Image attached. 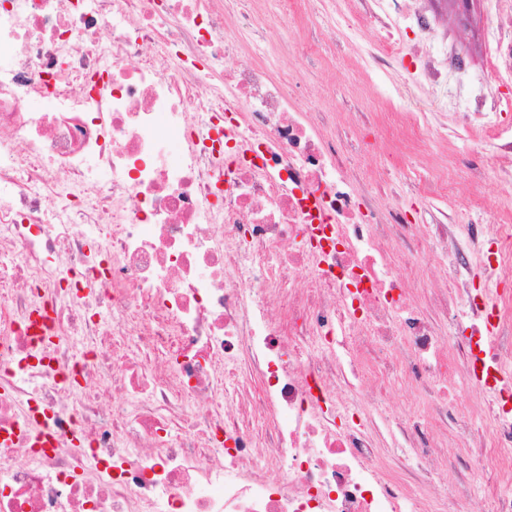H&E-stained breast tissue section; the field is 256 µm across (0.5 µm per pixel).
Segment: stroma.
I'll return each mask as SVG.
<instances>
[{"label": "stroma", "instance_id": "stroma-1", "mask_svg": "<svg viewBox=\"0 0 512 512\" xmlns=\"http://www.w3.org/2000/svg\"><path fill=\"white\" fill-rule=\"evenodd\" d=\"M499 8V0H477L468 23H460L450 9L429 10L432 37L424 43L420 55L390 65L374 58L375 45L382 31L359 27L349 34H337L322 42L320 58L304 55L301 46L310 34L299 26L287 28L284 38L288 48L272 57V71L280 76L293 71L302 79L306 100L324 111L335 113L336 122L350 134L345 147L352 155L359 182L373 181L385 172L387 190L400 201L408 220L416 225L478 224L483 216L466 197L420 196L415 188L419 178H445L493 199L512 183V166L503 164L496 144H486L482 152L473 147L475 125L462 124L454 104H466L480 94V77L487 65L490 39L488 23ZM453 44L465 61L464 68L449 69L443 82L428 88L420 78L427 56ZM416 112L431 129L429 137L411 145L377 126L374 115L388 109ZM397 156L388 165V156ZM481 170L482 181L473 184L474 170ZM360 383L369 389L385 388L384 400L373 410L383 451L390 463L413 462L414 455L405 447L393 422L402 410L424 414L425 402L408 390L402 374L382 379L374 363L364 364ZM444 431L434 434L437 444L445 445L447 460L438 467L426 489L430 499L449 502L451 512H486L492 492H510L512 486L470 477L469 450L462 445L446 444Z\"/></svg>", "mask_w": 512, "mask_h": 512}]
</instances>
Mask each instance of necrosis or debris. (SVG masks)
Returning a JSON list of instances; mask_svg holds the SVG:
<instances>
[{
	"label": "necrosis or debris",
	"instance_id": "obj_1",
	"mask_svg": "<svg viewBox=\"0 0 512 512\" xmlns=\"http://www.w3.org/2000/svg\"><path fill=\"white\" fill-rule=\"evenodd\" d=\"M252 4L0 0V512H443L421 417L395 416L420 465L393 473L380 392L336 388L371 347L444 421L442 380L479 355L512 371V199L481 202L493 229L463 245L378 207L345 131L264 63L280 32L244 53ZM489 28L495 111L512 0ZM418 251L447 280L423 306ZM461 302L474 324L447 356L437 319ZM487 415L452 436L511 484L492 451L512 387Z\"/></svg>",
	"mask_w": 512,
	"mask_h": 512
}]
</instances>
